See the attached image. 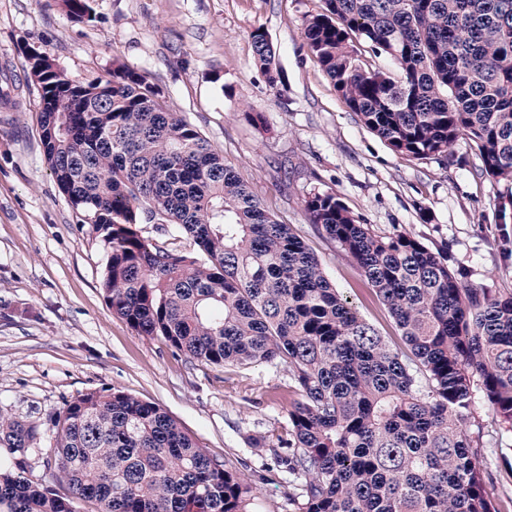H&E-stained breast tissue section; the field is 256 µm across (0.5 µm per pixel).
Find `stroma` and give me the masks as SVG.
Segmentation results:
<instances>
[{"label": "stroma", "instance_id": "stroma-1", "mask_svg": "<svg viewBox=\"0 0 512 512\" xmlns=\"http://www.w3.org/2000/svg\"><path fill=\"white\" fill-rule=\"evenodd\" d=\"M321 0H91L70 17L60 0H0V408L42 425L89 390L121 389L158 404L209 455L252 485L254 512H297L274 451L289 433L295 399L288 370L210 367L112 314L100 290L106 251L59 192L45 162L39 87L23 48L71 79H109L115 65L148 72L166 102L193 123L327 277L398 353L407 346L354 260L317 226L304 202L333 193L375 234L399 232L431 250L489 296L512 293V221L501 220L512 182L482 171L468 140L448 158L407 159L367 129L311 55L304 23ZM264 30L285 75L270 88L254 61ZM484 450L498 512H512V434L483 397ZM260 438L264 447H252Z\"/></svg>", "mask_w": 512, "mask_h": 512}]
</instances>
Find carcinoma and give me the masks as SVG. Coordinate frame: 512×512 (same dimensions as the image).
Instances as JSON below:
<instances>
[{
	"label": "carcinoma",
	"instance_id": "1",
	"mask_svg": "<svg viewBox=\"0 0 512 512\" xmlns=\"http://www.w3.org/2000/svg\"><path fill=\"white\" fill-rule=\"evenodd\" d=\"M308 51L337 95L398 154L451 156L469 140L482 171L512 181V0H322ZM75 19L89 0H62ZM385 57L371 64L357 45ZM254 58L281 72L265 32ZM41 88L45 161L107 253L100 288L137 333L202 364H283L299 398L290 423L288 500L298 512H496L486 493L482 391L512 428V294L494 299L406 233L379 236L333 193L305 201L309 222L357 263L395 320L401 355L328 279L145 71L76 82L27 65ZM173 224L182 251L142 236ZM39 427L0 409V512H249L252 487L160 406L120 389L89 390ZM68 487L71 494L60 492Z\"/></svg>",
	"mask_w": 512,
	"mask_h": 512
}]
</instances>
